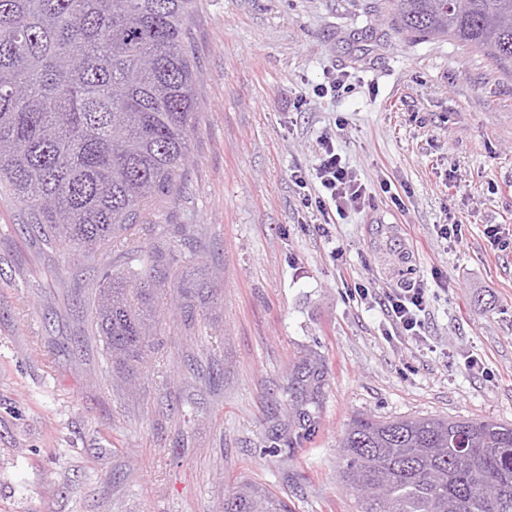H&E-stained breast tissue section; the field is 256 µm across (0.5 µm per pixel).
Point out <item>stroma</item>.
Listing matches in <instances>:
<instances>
[{"label":"stroma","instance_id":"1","mask_svg":"<svg viewBox=\"0 0 512 512\" xmlns=\"http://www.w3.org/2000/svg\"><path fill=\"white\" fill-rule=\"evenodd\" d=\"M197 4L199 124L161 227L87 261L0 193V512H224L244 481L290 512H357L339 455L354 416L512 425V71L405 37L386 0ZM326 137L370 208L306 205L320 184L294 173ZM173 245L217 292L189 330L160 290L155 347L124 381L88 304L127 250ZM358 283L426 288L420 338L393 335ZM305 358L327 380L292 442L284 386Z\"/></svg>","mask_w":512,"mask_h":512}]
</instances>
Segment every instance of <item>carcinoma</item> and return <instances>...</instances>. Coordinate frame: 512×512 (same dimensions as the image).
<instances>
[{"label":"carcinoma","instance_id":"obj_1","mask_svg":"<svg viewBox=\"0 0 512 512\" xmlns=\"http://www.w3.org/2000/svg\"><path fill=\"white\" fill-rule=\"evenodd\" d=\"M389 0L399 29L446 37L512 63V0ZM195 0H0V185L46 241L93 260L148 216L164 215L198 127L199 77L186 25ZM137 268L99 285L94 334L131 380L151 352L154 279L177 255L136 252ZM187 321L208 283L174 276ZM321 363L288 378L290 431L314 422ZM342 483L358 512H512V426L444 417L354 418L341 439ZM224 512H290L245 481Z\"/></svg>","mask_w":512,"mask_h":512}]
</instances>
